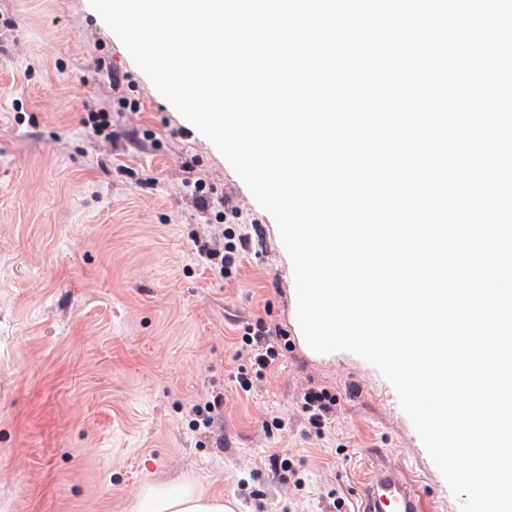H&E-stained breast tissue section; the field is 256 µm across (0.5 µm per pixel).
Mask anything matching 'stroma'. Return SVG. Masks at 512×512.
<instances>
[{
  "instance_id": "obj_1",
  "label": "stroma",
  "mask_w": 512,
  "mask_h": 512,
  "mask_svg": "<svg viewBox=\"0 0 512 512\" xmlns=\"http://www.w3.org/2000/svg\"><path fill=\"white\" fill-rule=\"evenodd\" d=\"M106 100L108 141L83 123ZM231 206L249 242L227 278L194 239ZM296 305L275 220L88 0H0V512H131L141 487L176 479L236 512H359L382 464L460 512L391 383L352 353L313 355ZM259 316L288 348L244 393L239 328ZM310 389L336 397L317 434ZM215 392L220 446L186 415ZM275 417L284 429H263ZM274 453L302 488L271 469Z\"/></svg>"
}]
</instances>
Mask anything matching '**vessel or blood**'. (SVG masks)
Instances as JSON below:
<instances>
[{
	"mask_svg": "<svg viewBox=\"0 0 512 512\" xmlns=\"http://www.w3.org/2000/svg\"><path fill=\"white\" fill-rule=\"evenodd\" d=\"M423 489L402 480L394 467L375 470L361 487V512H438L437 506L422 508Z\"/></svg>",
	"mask_w": 512,
	"mask_h": 512,
	"instance_id": "obj_1",
	"label": "vessel or blood"
}]
</instances>
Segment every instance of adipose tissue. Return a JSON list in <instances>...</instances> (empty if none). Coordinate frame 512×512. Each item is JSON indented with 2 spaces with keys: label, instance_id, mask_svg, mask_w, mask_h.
I'll list each match as a JSON object with an SVG mask.
<instances>
[{
  "label": "adipose tissue",
  "instance_id": "adipose-tissue-1",
  "mask_svg": "<svg viewBox=\"0 0 512 512\" xmlns=\"http://www.w3.org/2000/svg\"><path fill=\"white\" fill-rule=\"evenodd\" d=\"M132 512H233L223 495L200 490L193 482L150 484L138 494Z\"/></svg>",
  "mask_w": 512,
  "mask_h": 512
}]
</instances>
